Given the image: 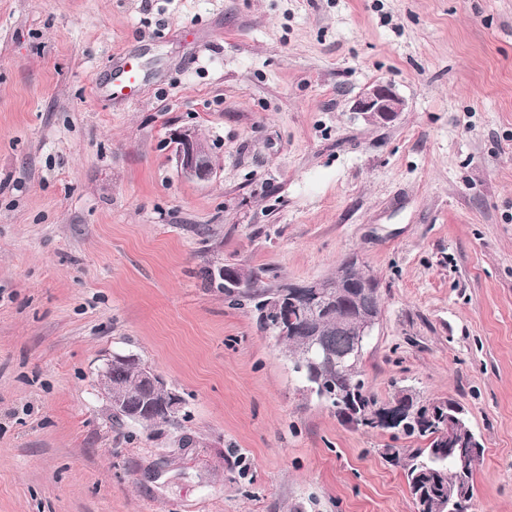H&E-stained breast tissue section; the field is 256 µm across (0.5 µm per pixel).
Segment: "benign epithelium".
<instances>
[{"label":"benign epithelium","mask_w":512,"mask_h":512,"mask_svg":"<svg viewBox=\"0 0 512 512\" xmlns=\"http://www.w3.org/2000/svg\"><path fill=\"white\" fill-rule=\"evenodd\" d=\"M405 102L397 94L390 83H376L366 89L355 100L354 110L371 123L384 125L397 119L404 110ZM175 144V161L180 173L190 179L205 181L212 174V163L207 147L193 133L179 131L173 134ZM379 294V284L374 275L359 268L354 261L340 266L336 277L314 281L306 284L289 282L285 289L270 299L269 305L278 314L288 310V306L298 305L303 297L317 300L321 310H326L345 297L351 300L349 319L342 325L349 335L353 336L350 350L336 359V365L350 373L347 390L339 393L322 388V397L336 398V405L342 407L351 418H356L354 405L356 386L358 385V368L367 344V337L379 323L380 308L372 305V299ZM431 415L441 419V434L448 441L454 440L457 430V418L454 414H441L430 408ZM449 452L455 456L456 464L461 472L474 468L481 456L482 447L474 434H469V441L462 447H451ZM467 493L450 490L443 496L442 512H466Z\"/></svg>","instance_id":"7a95c632"}]
</instances>
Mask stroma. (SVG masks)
Here are the masks:
<instances>
[{
    "mask_svg": "<svg viewBox=\"0 0 512 512\" xmlns=\"http://www.w3.org/2000/svg\"><path fill=\"white\" fill-rule=\"evenodd\" d=\"M377 82L387 125L352 110ZM351 258L368 388L465 407L471 512H512V0H0V512H414L386 454L414 440L343 421L199 276ZM117 354L176 424L113 421ZM405 107L404 100L390 83H376L355 100L354 110L371 123L384 125L397 119ZM173 143L176 165L184 177L199 181L210 178L212 163L204 143L189 131L174 133Z\"/></svg>",
    "mask_w": 512,
    "mask_h": 512,
    "instance_id": "stroma-1",
    "label": "stroma"
}]
</instances>
